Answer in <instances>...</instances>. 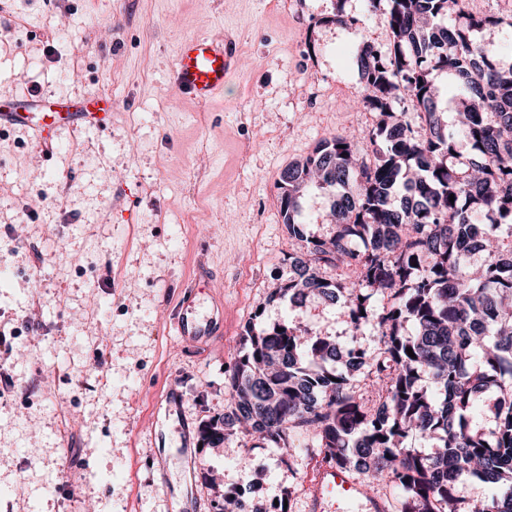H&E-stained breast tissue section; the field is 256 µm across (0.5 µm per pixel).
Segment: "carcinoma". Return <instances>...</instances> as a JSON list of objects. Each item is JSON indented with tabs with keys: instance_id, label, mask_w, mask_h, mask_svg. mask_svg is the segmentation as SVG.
<instances>
[{
	"instance_id": "obj_1",
	"label": "carcinoma",
	"mask_w": 512,
	"mask_h": 512,
	"mask_svg": "<svg viewBox=\"0 0 512 512\" xmlns=\"http://www.w3.org/2000/svg\"><path fill=\"white\" fill-rule=\"evenodd\" d=\"M380 2L369 0L371 12L393 50L366 47L358 57L362 103L380 119L364 136L319 141L282 171L283 224L306 252L289 257L288 279L268 301H341L353 329L372 325L381 348L286 318L249 322L224 370L231 402L200 437L215 448L238 431L257 435L286 458L291 433L311 431L336 466L397 487L400 512H473L455 495L464 478L502 490L479 512H512V249L502 248L512 239V63L478 37L512 29V16L465 14L460 0H386L382 10ZM444 75L468 115L467 156L442 117ZM402 100L419 108L415 129L394 111ZM364 141L374 160L356 162ZM310 191L333 198L329 237L300 221ZM480 252L474 276L467 262ZM333 264L349 267L354 282L324 278ZM379 296L387 305L377 310ZM360 374L377 394L371 404L356 394ZM426 374L434 393L421 384ZM486 396L490 425L474 428L468 413ZM413 435L435 450L407 447Z\"/></svg>"
}]
</instances>
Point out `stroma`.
<instances>
[{"label":"stroma","mask_w":512,"mask_h":512,"mask_svg":"<svg viewBox=\"0 0 512 512\" xmlns=\"http://www.w3.org/2000/svg\"><path fill=\"white\" fill-rule=\"evenodd\" d=\"M196 34L232 37L241 59L208 104L171 81ZM368 42L392 49L367 0H0V97L113 102L108 129L62 133L42 166L28 130L0 132V512H217L259 485L261 512H313L310 434L292 433L285 465L241 433L201 447L199 428L230 403L224 368L254 314L379 347L343 305L267 299L302 249L280 172L377 124L356 64ZM188 296L223 310L222 337L176 336Z\"/></svg>","instance_id":"obj_1"}]
</instances>
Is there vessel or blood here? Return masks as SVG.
<instances>
[{
    "label": "vessel or blood",
    "mask_w": 512,
    "mask_h": 512,
    "mask_svg": "<svg viewBox=\"0 0 512 512\" xmlns=\"http://www.w3.org/2000/svg\"><path fill=\"white\" fill-rule=\"evenodd\" d=\"M238 53L231 38L221 40L205 35L182 40L176 50L172 83L176 90L201 103L212 101L224 88L226 76L236 69ZM112 120V102L99 97L89 102L51 100L39 93L0 102V128L24 126L35 134L36 149L46 153L62 131L75 129L102 131ZM174 329L186 341H209L224 333V320L211 315L200 316L194 306L179 308ZM319 484L351 496L358 484L343 470L327 467L317 475Z\"/></svg>",
    "instance_id": "obj_1"
}]
</instances>
